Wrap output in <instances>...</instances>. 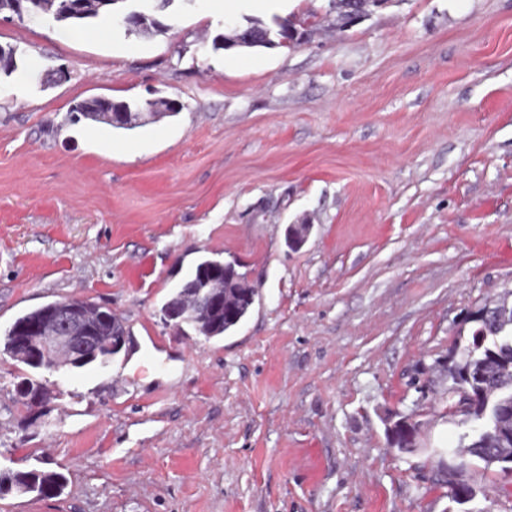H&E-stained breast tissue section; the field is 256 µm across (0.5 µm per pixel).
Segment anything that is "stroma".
I'll use <instances>...</instances> for the list:
<instances>
[{
    "label": "stroma",
    "mask_w": 512,
    "mask_h": 512,
    "mask_svg": "<svg viewBox=\"0 0 512 512\" xmlns=\"http://www.w3.org/2000/svg\"><path fill=\"white\" fill-rule=\"evenodd\" d=\"M327 8L244 0L239 18L311 36L231 52L199 42L223 11L182 0L152 37L0 14L24 52L0 73V330L81 297L130 337L65 372L0 357V469L66 477L0 512H453L436 447L467 427L413 380L442 386L465 315L512 291V0H388L342 32ZM93 95L182 109L72 122ZM203 257L257 290L211 339L162 313ZM143 349L159 364L137 375ZM25 377L48 391L33 413ZM407 415L413 453L386 431Z\"/></svg>",
    "instance_id": "35a3bbf8"
}]
</instances>
